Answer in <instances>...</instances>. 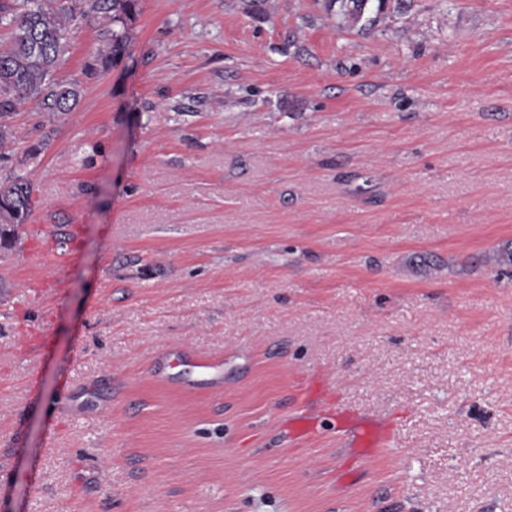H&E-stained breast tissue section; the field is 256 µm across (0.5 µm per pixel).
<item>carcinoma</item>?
<instances>
[{
  "label": "carcinoma",
  "mask_w": 512,
  "mask_h": 512,
  "mask_svg": "<svg viewBox=\"0 0 512 512\" xmlns=\"http://www.w3.org/2000/svg\"><path fill=\"white\" fill-rule=\"evenodd\" d=\"M138 0H0V28L9 31L10 48L0 51V141L10 134L8 120L27 101L43 111L65 113L76 104L79 89L56 79L61 60L63 18L73 11L105 14L112 28L97 60L107 67L127 50L128 20ZM336 8V26L360 33L375 29L403 0H327ZM33 185L12 173L0 180V248L10 246L28 223L35 205Z\"/></svg>",
  "instance_id": "cac0c4a2"
}]
</instances>
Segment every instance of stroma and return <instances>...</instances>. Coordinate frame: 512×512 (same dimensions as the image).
<instances>
[{
    "label": "stroma",
    "instance_id": "1",
    "mask_svg": "<svg viewBox=\"0 0 512 512\" xmlns=\"http://www.w3.org/2000/svg\"><path fill=\"white\" fill-rule=\"evenodd\" d=\"M105 25L67 16L78 103L20 104L0 162L36 200L0 250V512H512V0L367 34L140 0L102 70Z\"/></svg>",
    "mask_w": 512,
    "mask_h": 512
}]
</instances>
